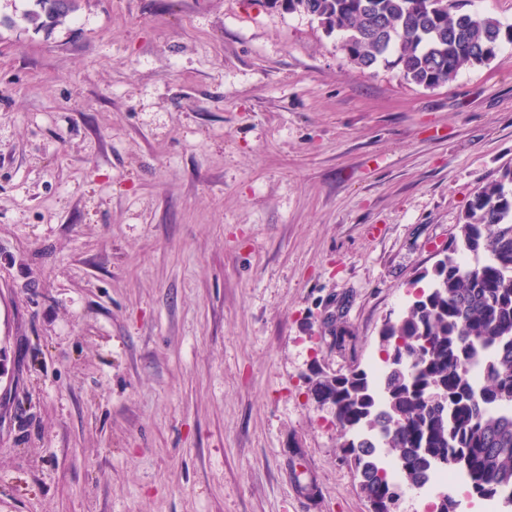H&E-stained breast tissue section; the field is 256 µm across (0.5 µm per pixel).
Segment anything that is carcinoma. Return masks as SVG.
<instances>
[{
    "mask_svg": "<svg viewBox=\"0 0 512 512\" xmlns=\"http://www.w3.org/2000/svg\"><path fill=\"white\" fill-rule=\"evenodd\" d=\"M34 2L24 19L38 31L79 8V0ZM288 11L337 32L357 68L391 62L426 88L490 65L512 44V24L463 12L455 0H288ZM379 350L378 379L355 368L316 383L322 401L336 408L345 460L373 512H390L391 498L402 494L380 466L379 448L411 488L449 466L466 477L470 495L512 506L511 167L474 194L429 287L384 321ZM477 363L478 387L470 374Z\"/></svg>",
    "mask_w": 512,
    "mask_h": 512,
    "instance_id": "1",
    "label": "carcinoma"
}]
</instances>
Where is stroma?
Returning a JSON list of instances; mask_svg holds the SVG:
<instances>
[{
	"label": "stroma",
	"instance_id": "35a3bbf8",
	"mask_svg": "<svg viewBox=\"0 0 512 512\" xmlns=\"http://www.w3.org/2000/svg\"><path fill=\"white\" fill-rule=\"evenodd\" d=\"M0 0V512H370V369L512 166V45L426 89L270 0ZM34 10L24 14V19L35 30L50 31L63 24L79 8V0H34Z\"/></svg>",
	"mask_w": 512,
	"mask_h": 512
}]
</instances>
